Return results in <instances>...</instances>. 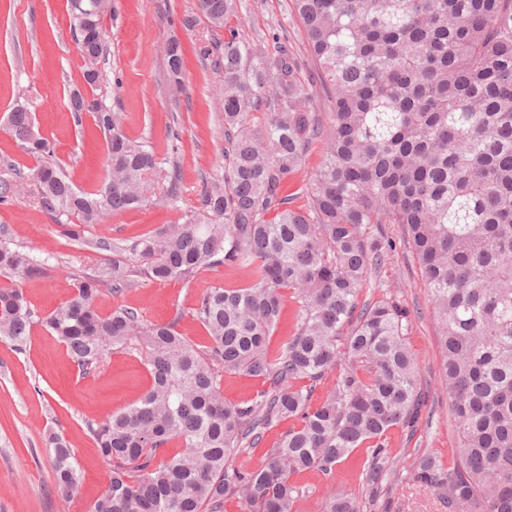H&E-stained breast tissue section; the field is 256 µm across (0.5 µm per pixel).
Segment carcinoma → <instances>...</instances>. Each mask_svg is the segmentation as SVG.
I'll list each match as a JSON object with an SVG mask.
<instances>
[{
  "instance_id": "carcinoma-1",
  "label": "carcinoma",
  "mask_w": 512,
  "mask_h": 512,
  "mask_svg": "<svg viewBox=\"0 0 512 512\" xmlns=\"http://www.w3.org/2000/svg\"><path fill=\"white\" fill-rule=\"evenodd\" d=\"M239 0H197L213 30ZM319 89L302 81L294 55L266 56L230 35L217 49L222 73L224 178L204 183L183 224L145 235L139 277L191 284L220 265L249 271L247 285L208 289L193 317L208 343L178 321L144 322L133 308L102 314L101 286H132L120 251L112 274L75 280L70 298L41 321L82 374L114 350L144 357L147 392L129 408L89 424L107 489L89 512H221L235 497L249 512H293L306 487L293 477L333 474L366 449L368 504L394 470L388 435L417 418L416 363L405 336L408 312L386 295L359 304L360 285L393 242L373 231L399 224L436 310L440 374L458 441L453 467L422 454L411 477L448 512H512V0H293ZM111 0H70L71 30L91 88L104 49L101 18ZM167 80L183 88V50H165ZM322 94L324 116L314 112ZM75 123L92 114L108 138L109 176L78 192L49 162L54 144L15 106L8 131L40 159L32 177L41 206L98 224L109 213L152 200L159 158L120 129L94 95L75 92ZM265 111L263 129L247 122ZM326 143L305 187L308 206L290 207L288 179L306 147ZM43 264L0 240V275L44 276ZM297 304L293 332L277 355L268 339L284 292ZM36 324L22 289L0 287V340L23 343ZM348 365L340 369L341 361ZM338 370L336 385L310 405L312 386ZM260 378L267 387L224 400L223 376ZM299 381L309 386L297 387ZM295 424L254 470L235 465L281 421ZM176 443L180 450L169 452ZM53 480L68 496L80 483L74 452L57 435ZM320 512H363L362 501L332 490Z\"/></svg>"
}]
</instances>
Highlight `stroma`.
I'll return each mask as SVG.
<instances>
[{"mask_svg": "<svg viewBox=\"0 0 512 512\" xmlns=\"http://www.w3.org/2000/svg\"><path fill=\"white\" fill-rule=\"evenodd\" d=\"M196 12V0H112L101 20L106 61L99 83L91 88L70 30L68 0H0V182L22 185L0 203V239L29 252L46 269L43 277L19 283L36 317L66 301L74 279L111 272L113 254L98 249V242L121 247L126 266L137 268L140 239L164 225L184 223L203 183L223 177L224 111L214 94L222 74L212 63L216 44L233 33L269 55L287 47L299 61L300 79L313 78L291 0H241L220 32L202 22L185 28L184 19ZM174 38L182 45L186 69L184 90L177 96L168 88L165 59V46ZM76 91L94 92L118 112L124 133L148 145L162 170L155 200L108 215L73 241L64 236L58 216L40 206L28 178L39 161L9 135L6 120L14 106L27 107L75 187L96 190L107 179V140L91 115L74 123L68 97ZM379 230L395 248L384 266L370 271L360 297L374 301L382 297L383 285H396L409 313L407 344L416 357L422 394L415 422L389 434L395 470L383 484L379 504L386 512H445L429 490L409 477L418 454L437 456L448 467L456 446V426L439 375L434 307L400 225L383 224ZM248 279L247 270L224 266L202 272L187 286L140 278L121 294L102 292L99 307L105 314L133 307L149 323L177 321L181 333L203 344L206 332L192 316L199 297L209 288ZM149 385L144 360L121 350L109 354L95 372L80 373L66 348L39 325L23 349L0 341V512H87L107 479L86 423L134 403ZM50 427L63 435L80 464V485L67 500L54 485L52 456L42 441ZM364 461L360 449L337 465L333 477L299 476L308 493L296 503V512H319L334 488L364 497Z\"/></svg>", "mask_w": 512, "mask_h": 512, "instance_id": "stroma-1", "label": "stroma"}]
</instances>
